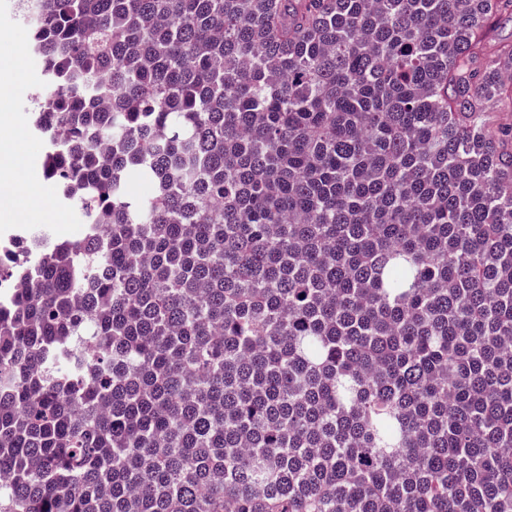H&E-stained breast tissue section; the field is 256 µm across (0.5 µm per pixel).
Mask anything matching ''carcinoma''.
<instances>
[{
  "label": "carcinoma",
  "instance_id": "carcinoma-1",
  "mask_svg": "<svg viewBox=\"0 0 512 512\" xmlns=\"http://www.w3.org/2000/svg\"><path fill=\"white\" fill-rule=\"evenodd\" d=\"M504 17L47 0L35 125L85 231L0 255L33 271L0 290V512H512Z\"/></svg>",
  "mask_w": 512,
  "mask_h": 512
}]
</instances>
